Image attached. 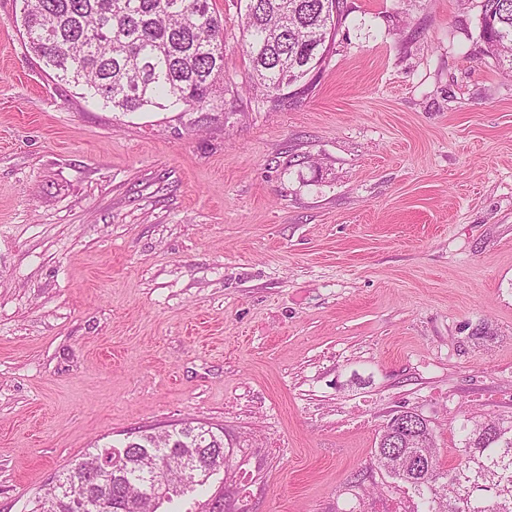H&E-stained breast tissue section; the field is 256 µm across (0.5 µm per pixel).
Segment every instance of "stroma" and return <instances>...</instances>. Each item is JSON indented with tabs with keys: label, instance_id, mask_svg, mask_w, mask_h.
<instances>
[{
	"label": "stroma",
	"instance_id": "35a3bbf8",
	"mask_svg": "<svg viewBox=\"0 0 512 512\" xmlns=\"http://www.w3.org/2000/svg\"><path fill=\"white\" fill-rule=\"evenodd\" d=\"M115 112L0 0V512L126 433L224 436V512H410L389 416L512 415V73L479 0H344L279 106Z\"/></svg>",
	"mask_w": 512,
	"mask_h": 512
}]
</instances>
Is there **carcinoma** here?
Here are the masks:
<instances>
[{
	"instance_id": "1",
	"label": "carcinoma",
	"mask_w": 512,
	"mask_h": 512,
	"mask_svg": "<svg viewBox=\"0 0 512 512\" xmlns=\"http://www.w3.org/2000/svg\"><path fill=\"white\" fill-rule=\"evenodd\" d=\"M26 48L54 77L114 112L182 104L224 106V21L210 0H21ZM342 0H245L249 88L275 104L284 90L326 63L340 25ZM485 52L512 71V0H480ZM379 469L412 491L411 512H512V416L460 424V460L442 466L433 430L407 435L386 423ZM426 458L414 473L389 464L386 449ZM150 452H145V449ZM224 439L185 425L166 441L129 436L121 449L94 448L56 475L29 512H158L187 494L191 512H213L206 485L224 470Z\"/></svg>"
}]
</instances>
